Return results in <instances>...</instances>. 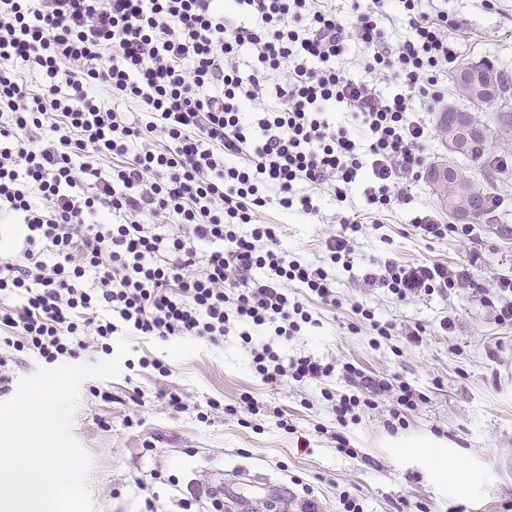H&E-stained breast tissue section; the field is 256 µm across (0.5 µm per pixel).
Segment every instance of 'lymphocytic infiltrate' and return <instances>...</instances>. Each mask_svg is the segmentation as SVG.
<instances>
[{"label": "lymphocytic infiltrate", "mask_w": 512, "mask_h": 512, "mask_svg": "<svg viewBox=\"0 0 512 512\" xmlns=\"http://www.w3.org/2000/svg\"><path fill=\"white\" fill-rule=\"evenodd\" d=\"M404 4L409 34L389 49L371 4L348 27L327 0H0V210L19 216L24 243L20 258H0V326L15 332L0 384L14 353L49 364L87 349L108 356L120 334L216 344L236 331L249 344L250 326L265 325L293 336L312 321L294 283L335 301L361 222L343 219L314 266L282 249L285 225L257 216L273 204L321 217L326 191L379 209L407 200L427 139L413 112L442 99L430 72L455 48L438 0ZM239 13L256 25L227 22ZM352 41L369 53L367 73L403 77L400 93L383 96L337 67ZM18 62L65 75L68 94L29 92ZM91 82L136 100L151 121L101 109ZM272 93L282 108L268 107ZM335 109L353 125H331ZM43 126L45 142L30 134ZM96 158L116 165L102 174ZM170 213L180 235L152 232L147 218ZM380 265L399 300L467 287L512 322L511 277L491 289L467 265ZM253 360L267 380L318 381L338 369L311 356L282 361L268 344Z\"/></svg>", "instance_id": "lymphocytic-infiltrate-1"}]
</instances>
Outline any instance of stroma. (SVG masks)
<instances>
[{"instance_id": "stroma-1", "label": "stroma", "mask_w": 512, "mask_h": 512, "mask_svg": "<svg viewBox=\"0 0 512 512\" xmlns=\"http://www.w3.org/2000/svg\"><path fill=\"white\" fill-rule=\"evenodd\" d=\"M443 7L456 24L457 62L489 61L512 72V0H445ZM497 191L504 200L500 223L472 225L468 240L452 234L427 242L414 232L413 218L426 210L442 223L450 218L426 180L413 182L408 201L363 216L354 268L338 274L337 304L300 288L313 321L295 336L274 338V349L285 358L349 363L388 384L375 397L376 409L358 410L347 427L338 426L331 403L352 391L341 373L321 381H264L253 363L261 337L247 344L233 333L217 345L131 337L117 378H90L79 388L73 434L93 458L88 484L97 512H142L145 494L133 485L138 477L166 512H182L180 501L220 484L245 500L238 507L225 501L224 512H271L278 494L286 512H345L346 497L360 512H504L512 505V323L498 322L487 298L469 290L402 301L382 281L364 278L373 257L453 267L475 247L485 255L477 272L487 282L512 276V180ZM323 206V223L273 205L259 219L287 225L284 247L311 262L340 228L332 220L340 206L329 196ZM359 306L400 329L424 326L421 343L401 333L374 335L356 314ZM446 317L452 327L445 331ZM403 382L422 401L391 429L386 422ZM98 387L111 400L95 396ZM161 389L185 394L188 410L172 411L157 398ZM137 394L143 404L134 403ZM249 397L258 411L246 405ZM211 400L218 408L199 417ZM281 417L287 427L278 426ZM339 431L349 451L337 448ZM431 440L440 444L439 471L424 447Z\"/></svg>"}]
</instances>
